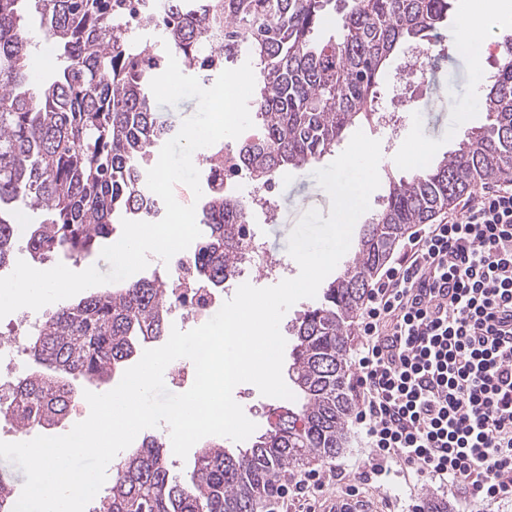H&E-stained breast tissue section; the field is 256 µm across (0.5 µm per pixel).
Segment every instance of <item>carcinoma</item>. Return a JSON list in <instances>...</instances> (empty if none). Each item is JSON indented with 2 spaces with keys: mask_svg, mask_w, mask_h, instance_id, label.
I'll list each match as a JSON object with an SVG mask.
<instances>
[{
  "mask_svg": "<svg viewBox=\"0 0 512 512\" xmlns=\"http://www.w3.org/2000/svg\"><path fill=\"white\" fill-rule=\"evenodd\" d=\"M27 0H0V269L19 239L20 206L44 212L25 231L34 259L79 258L116 234L122 220L159 217L145 190L155 153L173 129L151 107L150 81L168 64L208 85L247 58L257 89L250 101L260 129L236 154L252 182L336 149L346 131L376 119L385 62L401 46L429 43L448 23L453 0H34L40 28L57 54L54 75L31 89ZM143 7L145 27L166 16L160 43L129 27ZM338 35L323 40L320 32ZM487 124L459 149L409 179L389 183L383 206L364 225L354 256L321 301L291 325L288 377L293 400L273 407L275 422L245 448L211 442L188 477L174 470L166 441L151 436L116 464L92 512H254V505L312 456L346 447L352 409L345 352L369 281L413 224H427L480 185L512 181V41L483 88ZM241 202L207 188L196 212L198 275L216 288L233 270ZM172 286L140 278L59 306L26 344L28 357L55 375L28 373L15 403L0 409L26 431L49 429L66 414L63 375L103 380L137 347L166 335Z\"/></svg>",
  "mask_w": 512,
  "mask_h": 512,
  "instance_id": "1",
  "label": "carcinoma"
}]
</instances>
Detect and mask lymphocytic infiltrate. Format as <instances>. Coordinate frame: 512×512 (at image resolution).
<instances>
[{"mask_svg":"<svg viewBox=\"0 0 512 512\" xmlns=\"http://www.w3.org/2000/svg\"><path fill=\"white\" fill-rule=\"evenodd\" d=\"M354 420L374 475L512 501V185L411 233L357 317Z\"/></svg>","mask_w":512,"mask_h":512,"instance_id":"1","label":"lymphocytic infiltrate"}]
</instances>
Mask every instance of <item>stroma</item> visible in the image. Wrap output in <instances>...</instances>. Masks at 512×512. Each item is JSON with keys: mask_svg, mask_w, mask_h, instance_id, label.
<instances>
[{"mask_svg": "<svg viewBox=\"0 0 512 512\" xmlns=\"http://www.w3.org/2000/svg\"><path fill=\"white\" fill-rule=\"evenodd\" d=\"M477 101V80L471 57L463 53L449 61L437 90L416 92L411 109L402 114L397 130L362 124V131L379 141L382 154L378 167L380 186L370 197L371 211L380 209L390 180L411 178L423 167L453 152L465 130L485 124V112L474 109ZM323 166V161L319 160L276 178L274 216L269 220L256 219L253 224L254 231L272 255L287 256L289 235L306 211L315 209L329 214L331 198L313 176L314 171ZM119 381L116 375L105 381L71 378L70 407L62 420L51 428V435L66 434L88 417L90 407L85 392L105 393ZM348 437V447L342 455L330 460L315 458L310 462L314 468L324 465L335 468V477L327 479L322 491L290 498L284 505L286 512H317L326 497L343 496L351 490L373 499L378 512H423L427 501L438 499L447 501L450 512H512V502L471 503L461 494L449 492L440 482L426 481L413 473L363 477V463L370 450L356 428H349Z\"/></svg>", "mask_w": 512, "mask_h": 512, "instance_id": "35a3bbf8", "label": "stroma"}]
</instances>
